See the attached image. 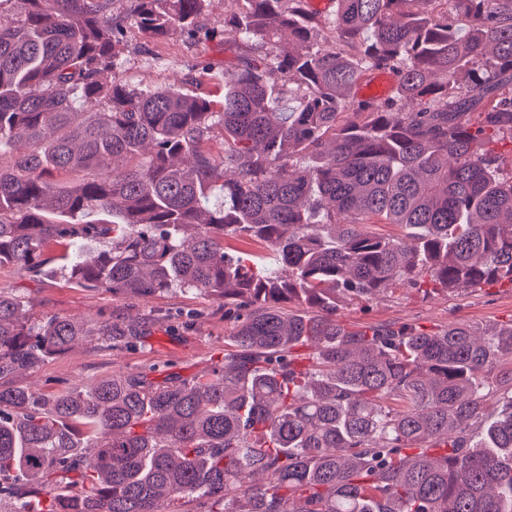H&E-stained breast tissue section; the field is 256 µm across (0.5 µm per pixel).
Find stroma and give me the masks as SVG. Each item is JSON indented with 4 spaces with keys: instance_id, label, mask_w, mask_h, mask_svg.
Returning <instances> with one entry per match:
<instances>
[{
    "instance_id": "35a3bbf8",
    "label": "stroma",
    "mask_w": 512,
    "mask_h": 512,
    "mask_svg": "<svg viewBox=\"0 0 512 512\" xmlns=\"http://www.w3.org/2000/svg\"><path fill=\"white\" fill-rule=\"evenodd\" d=\"M129 51L123 74L131 84L157 85L183 81L199 62H220L224 48L216 41L198 42L180 36L155 42L138 30L127 34ZM148 53H141V46ZM13 288L26 301V318L39 324L58 316L92 324L104 319L137 320L144 336L135 344L102 336H86L38 368L12 377L17 386L52 395L85 388L97 380L156 368L190 377L224 356V344L235 331L224 316L223 300L200 294L170 292L149 298L124 299L109 290L76 287L67 277H30L17 268L0 269V288ZM338 317L351 325L415 321L428 327L464 321L479 327L512 320V287L485 285L466 291L424 293L389 290L372 298L340 299Z\"/></svg>"
}]
</instances>
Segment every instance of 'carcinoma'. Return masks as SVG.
I'll list each match as a JSON object with an SVG mask.
<instances>
[{
    "label": "carcinoma",
    "mask_w": 512,
    "mask_h": 512,
    "mask_svg": "<svg viewBox=\"0 0 512 512\" xmlns=\"http://www.w3.org/2000/svg\"><path fill=\"white\" fill-rule=\"evenodd\" d=\"M206 2L114 16L112 0H0V268L214 295L236 323L221 364L190 378L38 397L9 379L138 326L31 325L0 288V500L512 512V320L336 319L339 296L396 284L512 286V167L490 148L512 139V0H336L324 22L309 0H227L219 33L202 28ZM129 28L219 36L224 69L192 67L194 93L131 86ZM376 71L396 75L392 95L347 100ZM229 237L265 245L279 271L227 253Z\"/></svg>",
    "instance_id": "cac0c4a2"
}]
</instances>
